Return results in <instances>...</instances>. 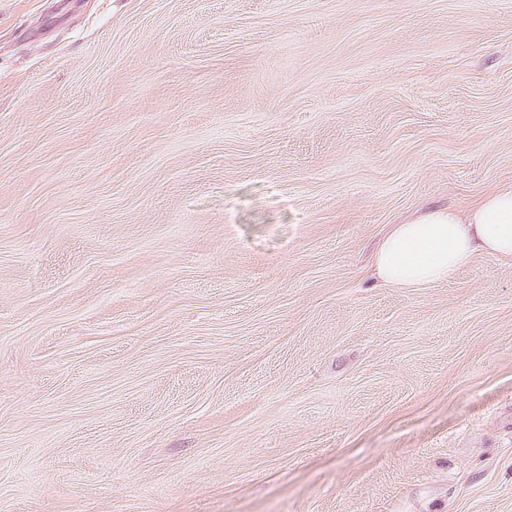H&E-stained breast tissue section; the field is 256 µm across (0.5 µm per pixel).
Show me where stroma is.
<instances>
[{"instance_id":"obj_1","label":"stroma","mask_w":512,"mask_h":512,"mask_svg":"<svg viewBox=\"0 0 512 512\" xmlns=\"http://www.w3.org/2000/svg\"><path fill=\"white\" fill-rule=\"evenodd\" d=\"M512 0H0V512H512ZM476 254L512 259V190L490 194L461 214L433 209L396 224L379 246L373 274L385 286L439 283Z\"/></svg>"}]
</instances>
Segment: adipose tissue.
Instances as JSON below:
<instances>
[{"label": "adipose tissue", "mask_w": 512, "mask_h": 512, "mask_svg": "<svg viewBox=\"0 0 512 512\" xmlns=\"http://www.w3.org/2000/svg\"><path fill=\"white\" fill-rule=\"evenodd\" d=\"M478 254L512 259V190L463 213L434 209L395 225L376 252L373 273L386 286L420 288L448 279Z\"/></svg>", "instance_id": "obj_1"}]
</instances>
